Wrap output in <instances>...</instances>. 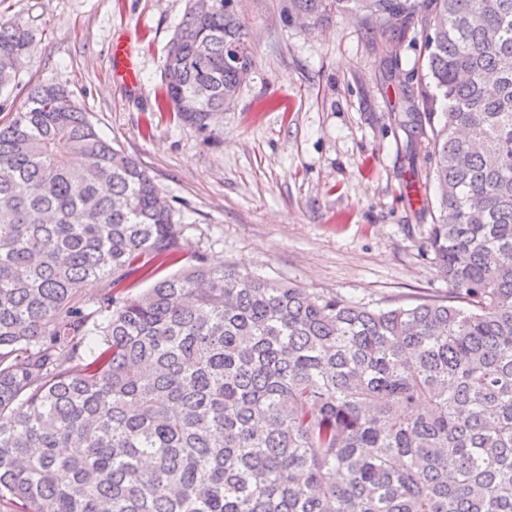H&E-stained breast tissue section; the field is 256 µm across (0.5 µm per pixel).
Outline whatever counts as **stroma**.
Wrapping results in <instances>:
<instances>
[{"label": "stroma", "mask_w": 512, "mask_h": 512, "mask_svg": "<svg viewBox=\"0 0 512 512\" xmlns=\"http://www.w3.org/2000/svg\"><path fill=\"white\" fill-rule=\"evenodd\" d=\"M189 0H0V18L31 32L29 54L0 93V123L36 84L68 88L111 141L153 176L185 227L180 263L203 253L370 307L447 299L425 254L435 199L423 143L396 122L420 45L381 63L355 12L305 30L288 0H242L253 72L211 130L161 106L163 63ZM129 44L140 82L112 74L114 43Z\"/></svg>", "instance_id": "35a3bbf8"}]
</instances>
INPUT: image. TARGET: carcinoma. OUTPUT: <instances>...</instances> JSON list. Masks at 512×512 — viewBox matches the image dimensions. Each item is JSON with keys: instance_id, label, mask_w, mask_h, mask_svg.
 Listing matches in <instances>:
<instances>
[{"instance_id": "cac0c4a2", "label": "carcinoma", "mask_w": 512, "mask_h": 512, "mask_svg": "<svg viewBox=\"0 0 512 512\" xmlns=\"http://www.w3.org/2000/svg\"><path fill=\"white\" fill-rule=\"evenodd\" d=\"M237 0H191L161 104L199 129L253 65ZM421 34L410 139L439 188L446 300L369 308L202 257L138 294L184 225L56 85L0 126V501L9 512H512V0H289ZM31 41L0 19V90ZM242 63L225 60L230 47ZM445 121L435 124L437 104Z\"/></svg>"}]
</instances>
